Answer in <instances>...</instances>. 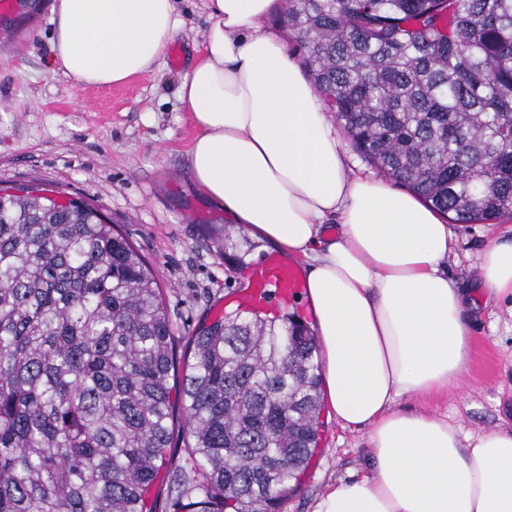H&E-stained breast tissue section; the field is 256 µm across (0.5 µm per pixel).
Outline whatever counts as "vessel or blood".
<instances>
[{"label":"vessel or blood","mask_w":512,"mask_h":512,"mask_svg":"<svg viewBox=\"0 0 512 512\" xmlns=\"http://www.w3.org/2000/svg\"><path fill=\"white\" fill-rule=\"evenodd\" d=\"M303 288L304 280L298 267L272 253L249 270L246 288L236 294L232 302L241 310L264 311L268 308L269 292H276L281 302L288 304Z\"/></svg>","instance_id":"vessel-or-blood-1"}]
</instances>
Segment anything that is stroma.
Instances as JSON below:
<instances>
[{
  "instance_id": "obj_1",
  "label": "stroma",
  "mask_w": 512,
  "mask_h": 512,
  "mask_svg": "<svg viewBox=\"0 0 512 512\" xmlns=\"http://www.w3.org/2000/svg\"><path fill=\"white\" fill-rule=\"evenodd\" d=\"M52 3L33 0L0 17V188L33 182L98 207L152 265L174 334L186 344L273 251L233 224L189 174L194 129L177 88L209 26L206 0H180L186 25L173 41L179 64L165 58L154 71L108 87L74 84L56 69ZM450 230L448 273L475 302L469 364L447 396L400 406L446 414L465 433L511 428L512 303L485 290L479 264L488 245L512 238V217ZM319 431L318 453L282 512H314L329 484L361 470L365 431L342 429L325 410ZM190 445L174 422L152 491L155 512H173V475L186 465Z\"/></svg>"
}]
</instances>
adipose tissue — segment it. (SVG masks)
Returning <instances> with one entry per match:
<instances>
[{
    "label": "adipose tissue",
    "mask_w": 512,
    "mask_h": 512,
    "mask_svg": "<svg viewBox=\"0 0 512 512\" xmlns=\"http://www.w3.org/2000/svg\"><path fill=\"white\" fill-rule=\"evenodd\" d=\"M275 2L210 0L177 95L196 130V186L252 237L307 260L327 401L367 434L364 473L328 486L315 512H512V430L465 435L396 407L446 393L468 365L471 300L448 276L449 228L417 195L348 171L320 95L264 24ZM50 22L53 62L82 86L153 70L184 25L176 0H54ZM480 270L512 297V242L488 246Z\"/></svg>",
    "instance_id": "adipose-tissue-1"
}]
</instances>
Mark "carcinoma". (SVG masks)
<instances>
[{"label":"carcinoma","mask_w":512,"mask_h":512,"mask_svg":"<svg viewBox=\"0 0 512 512\" xmlns=\"http://www.w3.org/2000/svg\"><path fill=\"white\" fill-rule=\"evenodd\" d=\"M278 23L379 173L460 223L512 216V0H288ZM321 385L295 318L222 316L178 353L97 207L0 194V512H152L175 389L193 443L174 512H280Z\"/></svg>","instance_id":"1"}]
</instances>
